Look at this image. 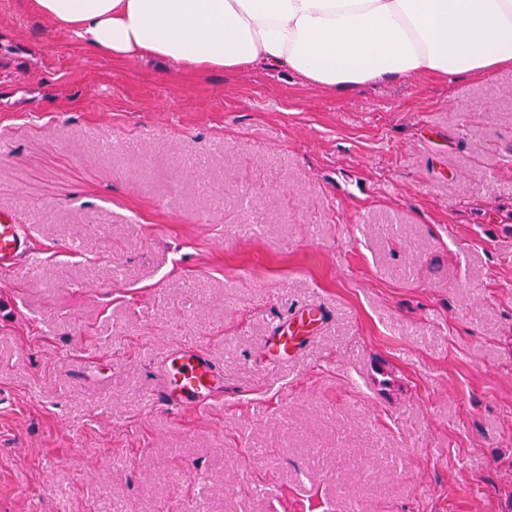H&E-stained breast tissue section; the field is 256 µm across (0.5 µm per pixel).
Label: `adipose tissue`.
I'll return each mask as SVG.
<instances>
[{
	"mask_svg": "<svg viewBox=\"0 0 512 512\" xmlns=\"http://www.w3.org/2000/svg\"><path fill=\"white\" fill-rule=\"evenodd\" d=\"M89 50L348 89L512 67V0H35Z\"/></svg>",
	"mask_w": 512,
	"mask_h": 512,
	"instance_id": "1",
	"label": "adipose tissue"
}]
</instances>
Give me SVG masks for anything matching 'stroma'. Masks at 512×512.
I'll return each mask as SVG.
<instances>
[{
	"label": "stroma",
	"instance_id": "stroma-1",
	"mask_svg": "<svg viewBox=\"0 0 512 512\" xmlns=\"http://www.w3.org/2000/svg\"><path fill=\"white\" fill-rule=\"evenodd\" d=\"M0 209L43 252L0 272V512H512L511 67L336 93L0 0ZM184 344L203 412L152 399ZM323 317L324 313L320 308H306L288 322L276 324L267 343L273 341L280 349L281 356H290L292 352L301 349L307 335L313 331L312 326L322 322Z\"/></svg>",
	"mask_w": 512,
	"mask_h": 512
}]
</instances>
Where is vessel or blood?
<instances>
[{
    "instance_id": "obj_1",
    "label": "vessel or blood",
    "mask_w": 512,
    "mask_h": 512,
    "mask_svg": "<svg viewBox=\"0 0 512 512\" xmlns=\"http://www.w3.org/2000/svg\"><path fill=\"white\" fill-rule=\"evenodd\" d=\"M38 261L39 251L29 226L17 223L11 214L0 212V271H10L22 263L34 266ZM323 317L320 308H306L287 322L276 324L270 339L282 355H291L301 348L313 325ZM162 377L163 384L155 398L177 410H205L224 393L221 374L209 355L192 346L168 350Z\"/></svg>"
}]
</instances>
